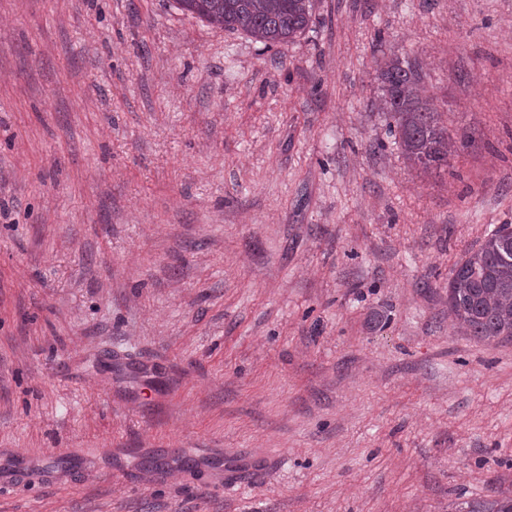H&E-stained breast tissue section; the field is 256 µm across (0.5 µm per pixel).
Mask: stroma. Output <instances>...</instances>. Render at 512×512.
Here are the masks:
<instances>
[{
	"label": "stroma",
	"mask_w": 512,
	"mask_h": 512,
	"mask_svg": "<svg viewBox=\"0 0 512 512\" xmlns=\"http://www.w3.org/2000/svg\"><path fill=\"white\" fill-rule=\"evenodd\" d=\"M0 0V512H452L512 492V339L448 314L512 223V0ZM393 57L448 128L409 166ZM192 17L241 31L266 45L289 42L311 20V0H176ZM13 463L11 471L8 469L2 471L1 477L4 483L11 482L13 486L20 487L29 483L43 482L49 475L48 472L31 466L23 455L14 454ZM2 481L0 479V488Z\"/></svg>",
	"instance_id": "stroma-1"
}]
</instances>
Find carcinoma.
<instances>
[{"mask_svg": "<svg viewBox=\"0 0 512 512\" xmlns=\"http://www.w3.org/2000/svg\"><path fill=\"white\" fill-rule=\"evenodd\" d=\"M195 18L241 31L266 45L289 42L311 20V0H176ZM383 109L407 161L425 172L448 166V127L419 88L416 70L385 64ZM448 313L467 335L487 344L512 338V224H499L467 251L448 279ZM455 512H512V496L471 500Z\"/></svg>", "mask_w": 512, "mask_h": 512, "instance_id": "1", "label": "carcinoma"}]
</instances>
